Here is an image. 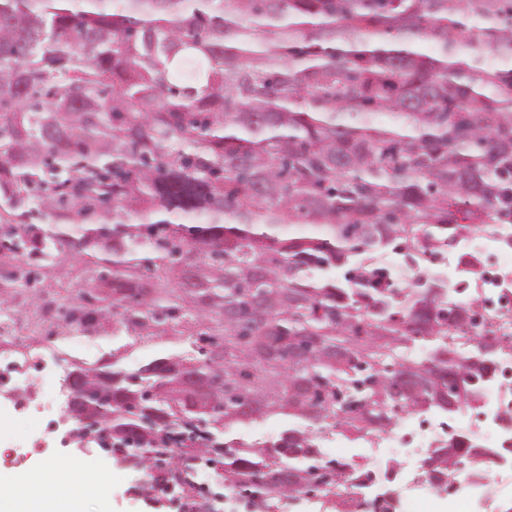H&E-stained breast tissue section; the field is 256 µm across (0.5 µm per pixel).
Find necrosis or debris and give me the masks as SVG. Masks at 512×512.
Wrapping results in <instances>:
<instances>
[{
  "instance_id": "1",
  "label": "necrosis or debris",
  "mask_w": 512,
  "mask_h": 512,
  "mask_svg": "<svg viewBox=\"0 0 512 512\" xmlns=\"http://www.w3.org/2000/svg\"><path fill=\"white\" fill-rule=\"evenodd\" d=\"M435 262L437 270L448 279L450 296L459 304H471L480 313L469 321V342L461 350L470 354L483 346L484 316L504 315L512 320V224H491L478 233L441 243L432 252L419 253L417 263H410L399 251L383 258H373L374 269L391 274L393 286L403 289L421 270L424 262ZM44 353L42 347L18 349L11 331L0 329V363L6 366L8 385L4 397L14 412L38 413L46 402L27 379ZM502 377L486 387L475 399L448 416L433 409L409 414L406 425L363 439L339 430L325 431L316 444L315 457L327 456L330 449L346 448L359 442L370 448L368 463L348 460L346 495L349 499H376L381 503L400 499L411 481L441 485L434 456L449 436L464 435L482 448L505 450V421L512 419V358L501 364ZM414 449L419 466L408 473L397 454L400 449Z\"/></svg>"
}]
</instances>
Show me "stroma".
<instances>
[{"label":"stroma","mask_w":512,"mask_h":512,"mask_svg":"<svg viewBox=\"0 0 512 512\" xmlns=\"http://www.w3.org/2000/svg\"><path fill=\"white\" fill-rule=\"evenodd\" d=\"M181 343H146L131 336L99 338L96 347L68 354L47 350L46 366L32 381L44 394L65 385L71 364L87 367L118 360L120 367L134 370L146 359L184 351ZM53 426L34 417L15 414L0 398V469L29 474L48 465L67 467L71 456L82 460L79 475L88 492L77 502L79 512H181L169 495L146 492L148 471L122 462L101 450L95 442L71 437L74 426L69 415L52 412Z\"/></svg>","instance_id":"35a3bbf8"}]
</instances>
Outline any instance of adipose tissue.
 <instances>
[{"mask_svg":"<svg viewBox=\"0 0 512 512\" xmlns=\"http://www.w3.org/2000/svg\"><path fill=\"white\" fill-rule=\"evenodd\" d=\"M81 483L50 467L33 475L0 472V512H23L28 504L40 505L42 512H73Z\"/></svg>","mask_w":512,"mask_h":512,"instance_id":"adipose-tissue-1","label":"adipose tissue"}]
</instances>
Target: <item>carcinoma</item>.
Listing matches in <instances>:
<instances>
[{"label": "carcinoma", "mask_w": 512, "mask_h": 512, "mask_svg": "<svg viewBox=\"0 0 512 512\" xmlns=\"http://www.w3.org/2000/svg\"><path fill=\"white\" fill-rule=\"evenodd\" d=\"M509 20L512 0H0V305L32 285L23 320L50 336L194 348L72 367L73 432L177 494L200 457L254 512L311 492L361 512L317 435L452 413L512 352L453 357L468 313L445 289L399 301L359 265L512 219V68L482 64L512 58ZM431 337L444 356L402 357ZM277 414L300 425L270 450L226 437ZM485 466L462 439L438 457Z\"/></svg>", "instance_id": "obj_1"}]
</instances>
